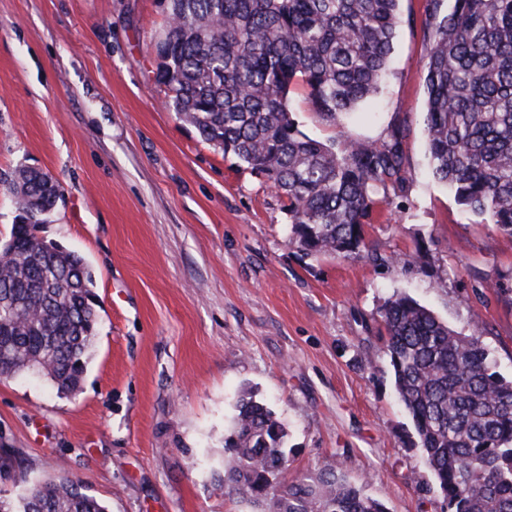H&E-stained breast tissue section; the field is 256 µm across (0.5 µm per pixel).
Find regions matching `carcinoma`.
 <instances>
[{"instance_id":"1","label":"carcinoma","mask_w":512,"mask_h":512,"mask_svg":"<svg viewBox=\"0 0 512 512\" xmlns=\"http://www.w3.org/2000/svg\"><path fill=\"white\" fill-rule=\"evenodd\" d=\"M399 0H165L155 81L167 106L200 137L233 154L287 200L306 256L349 258L388 193L407 180V121L341 152L299 130L289 87L302 82L330 121L378 94L401 22ZM432 177L466 210L512 235V0H454L435 24L426 64ZM19 211L0 255V378L36 369L76 390L97 334L94 280L79 259L37 235L58 183L23 168L6 184ZM392 383L412 445L446 512H512V379L493 370L477 336H463L411 297L378 310ZM226 493L261 512H386L384 503L322 470L288 480L287 432L266 404L240 399L224 438ZM106 512L81 482L60 474L29 484L11 511Z\"/></svg>"}]
</instances>
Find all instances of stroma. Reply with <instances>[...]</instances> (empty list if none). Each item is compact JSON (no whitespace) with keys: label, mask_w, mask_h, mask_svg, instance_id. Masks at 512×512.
I'll return each mask as SVG.
<instances>
[{"label":"stroma","mask_w":512,"mask_h":512,"mask_svg":"<svg viewBox=\"0 0 512 512\" xmlns=\"http://www.w3.org/2000/svg\"><path fill=\"white\" fill-rule=\"evenodd\" d=\"M453 5L399 0L385 87L350 116L290 89L299 129L328 144L407 117L408 179L340 258L303 256L278 193L168 108L162 0H0V182H58L38 234L86 259L99 301L76 391L0 379V495L66 472L108 512H253L218 485L250 390L288 432L289 477L333 469L388 512H441L376 318L405 293L512 379V237L430 173L425 64Z\"/></svg>","instance_id":"1"}]
</instances>
